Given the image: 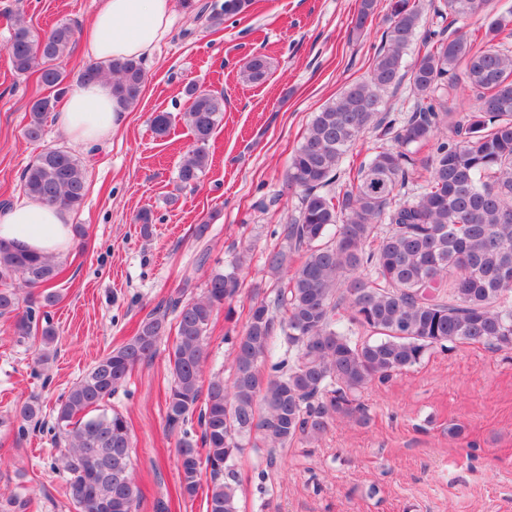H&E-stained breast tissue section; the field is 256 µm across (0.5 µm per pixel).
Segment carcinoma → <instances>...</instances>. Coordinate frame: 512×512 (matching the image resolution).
I'll use <instances>...</instances> for the list:
<instances>
[{
  "label": "carcinoma",
  "instance_id": "1",
  "mask_svg": "<svg viewBox=\"0 0 512 512\" xmlns=\"http://www.w3.org/2000/svg\"><path fill=\"white\" fill-rule=\"evenodd\" d=\"M434 13L450 19L420 31L423 7L391 0L385 43L367 78L349 85L315 113L290 157L288 186L300 190L298 216L283 225L285 246L265 258L269 273L286 281L270 300L251 304L243 333L233 338V373L203 378L207 331L241 285V256L213 271L199 298L170 299L140 323L134 336L99 358L61 397L54 435L65 438L58 459L69 474L77 512H139L141 495L132 471V436L126 417L104 409L132 370L156 353L167 309L176 320L168 353L173 379L165 427L176 439L181 494L198 493L210 471L206 512H239L235 461L256 437L274 464L277 451L318 440L333 420H365L361 393L375 382L421 361L434 349L480 344L512 352V10L490 13L491 0H438ZM377 0H359L353 30L372 22ZM248 0H224L215 26L237 15ZM487 20L482 41L459 21ZM424 52L410 68L404 55L415 42ZM74 43L61 22L36 34L17 17L6 46L18 75L40 72L54 94L35 99L25 137L42 140L47 114L65 92L67 74L56 61ZM269 62L251 56L241 78L260 83ZM112 78V95L137 104L145 80L137 60L86 64L76 82ZM409 78L411 115L400 122L382 112L384 93ZM468 87L477 104L451 112L449 101ZM183 116L195 145L183 155L178 177L195 185L209 166L206 146L224 118V94L191 88ZM170 112L154 116V133H170ZM395 148L379 146L341 186L337 171L367 130ZM427 147L426 159L416 158ZM25 193L63 209L85 197L82 164L71 153L42 150L22 174ZM55 261L0 242V316H14L13 332L40 334L38 360L51 358L56 331L41 309L59 301ZM40 290L18 313L17 287ZM284 357L273 361L277 341ZM33 398L16 405L14 418L40 421Z\"/></svg>",
  "mask_w": 512,
  "mask_h": 512
}]
</instances>
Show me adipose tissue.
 I'll list each match as a JSON object with an SVG mask.
<instances>
[{
    "label": "adipose tissue",
    "instance_id": "obj_1",
    "mask_svg": "<svg viewBox=\"0 0 512 512\" xmlns=\"http://www.w3.org/2000/svg\"><path fill=\"white\" fill-rule=\"evenodd\" d=\"M174 17L173 0H101L84 36L99 61L149 57ZM126 108L108 82L74 88L57 114L58 126L77 144L100 141L117 130ZM72 238V215L34 199L0 210V240L38 254L62 255Z\"/></svg>",
    "mask_w": 512,
    "mask_h": 512
}]
</instances>
